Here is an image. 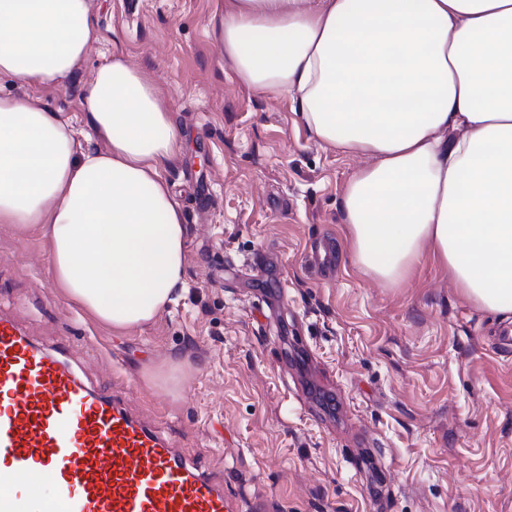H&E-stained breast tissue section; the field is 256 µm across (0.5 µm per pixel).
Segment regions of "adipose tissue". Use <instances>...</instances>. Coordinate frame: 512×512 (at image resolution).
<instances>
[{"instance_id":"ef3b65f1","label":"adipose tissue","mask_w":512,"mask_h":512,"mask_svg":"<svg viewBox=\"0 0 512 512\" xmlns=\"http://www.w3.org/2000/svg\"><path fill=\"white\" fill-rule=\"evenodd\" d=\"M213 31L238 83L288 95L326 146L372 157L340 199L348 251L405 284L424 259L512 318V0H224ZM104 36L89 0H0V224L51 245L55 287L98 321H152L183 281L186 230L162 172L184 141L121 53L81 96L102 151L41 97Z\"/></svg>"}]
</instances>
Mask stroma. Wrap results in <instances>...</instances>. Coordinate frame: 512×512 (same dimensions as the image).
Segmentation results:
<instances>
[{
  "instance_id": "1",
  "label": "stroma",
  "mask_w": 512,
  "mask_h": 512,
  "mask_svg": "<svg viewBox=\"0 0 512 512\" xmlns=\"http://www.w3.org/2000/svg\"><path fill=\"white\" fill-rule=\"evenodd\" d=\"M105 34L46 102L78 146L84 84L112 52L151 71L184 134L164 176L186 226L185 289L118 333L55 288L48 240L0 224V310L86 384L125 377L131 409L247 498L283 512H512V322L462 297L427 259L394 288L351 261L339 201L371 165L310 135L288 97L239 84L210 19L219 0H92ZM336 245L333 273L309 260ZM187 366L170 394L154 379ZM380 471L363 468L369 455Z\"/></svg>"
}]
</instances>
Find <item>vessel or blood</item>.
I'll list each match as a JSON object with an SVG mask.
<instances>
[{"instance_id": "b4317fda", "label": "vessel or blood", "mask_w": 512, "mask_h": 512, "mask_svg": "<svg viewBox=\"0 0 512 512\" xmlns=\"http://www.w3.org/2000/svg\"><path fill=\"white\" fill-rule=\"evenodd\" d=\"M0 512H280L224 490L120 391L90 388L63 352L0 312Z\"/></svg>"}]
</instances>
